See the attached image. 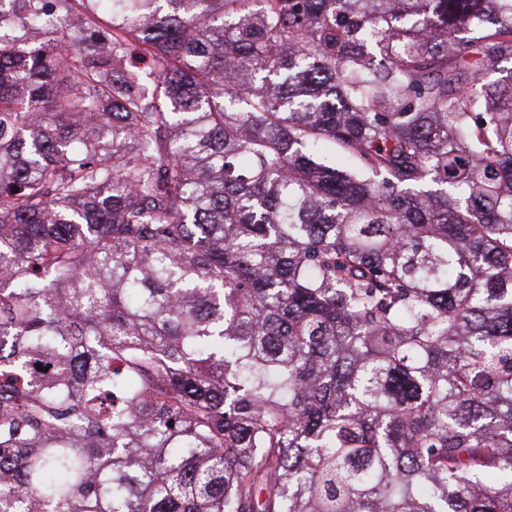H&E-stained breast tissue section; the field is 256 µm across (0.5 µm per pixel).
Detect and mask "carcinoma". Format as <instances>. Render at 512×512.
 <instances>
[{
    "label": "carcinoma",
    "mask_w": 512,
    "mask_h": 512,
    "mask_svg": "<svg viewBox=\"0 0 512 512\" xmlns=\"http://www.w3.org/2000/svg\"><path fill=\"white\" fill-rule=\"evenodd\" d=\"M5 6L0 512H512V0Z\"/></svg>",
    "instance_id": "1"
}]
</instances>
